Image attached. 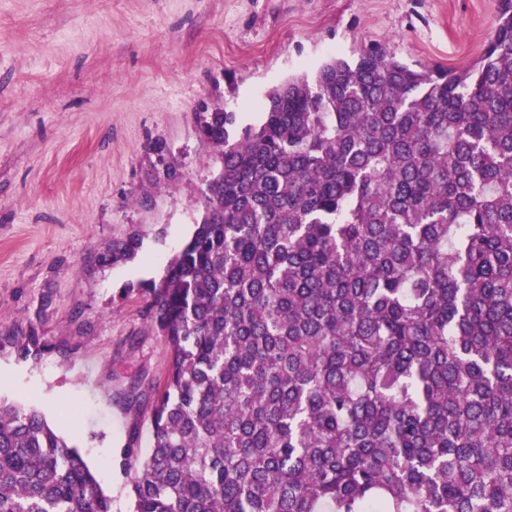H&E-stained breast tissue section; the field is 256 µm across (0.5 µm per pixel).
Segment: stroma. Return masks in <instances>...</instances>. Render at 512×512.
Listing matches in <instances>:
<instances>
[{"label":"stroma","mask_w":512,"mask_h":512,"mask_svg":"<svg viewBox=\"0 0 512 512\" xmlns=\"http://www.w3.org/2000/svg\"><path fill=\"white\" fill-rule=\"evenodd\" d=\"M498 0H0V399L40 410L129 512L170 352L144 283L191 236L220 166L203 115L374 45L461 66ZM134 257L113 258L115 243ZM36 343L21 357L17 347Z\"/></svg>","instance_id":"obj_1"}]
</instances>
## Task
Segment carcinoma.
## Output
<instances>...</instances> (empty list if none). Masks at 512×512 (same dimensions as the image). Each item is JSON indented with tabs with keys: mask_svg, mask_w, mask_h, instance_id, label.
Wrapping results in <instances>:
<instances>
[{
	"mask_svg": "<svg viewBox=\"0 0 512 512\" xmlns=\"http://www.w3.org/2000/svg\"><path fill=\"white\" fill-rule=\"evenodd\" d=\"M145 288L170 347L132 512H512V0L462 67L381 46L267 96ZM0 512H112L0 400Z\"/></svg>",
	"mask_w": 512,
	"mask_h": 512,
	"instance_id": "carcinoma-1",
	"label": "carcinoma"
}]
</instances>
